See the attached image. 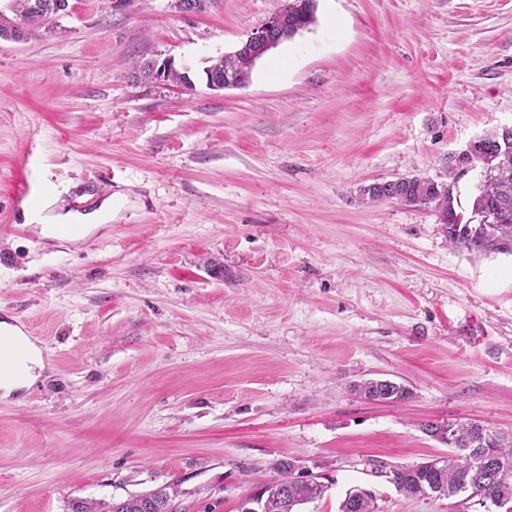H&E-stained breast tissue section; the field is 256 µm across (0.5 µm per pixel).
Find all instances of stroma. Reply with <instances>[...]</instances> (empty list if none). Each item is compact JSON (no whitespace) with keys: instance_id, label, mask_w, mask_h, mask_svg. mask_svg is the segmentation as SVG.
I'll return each instance as SVG.
<instances>
[{"instance_id":"1","label":"stroma","mask_w":512,"mask_h":512,"mask_svg":"<svg viewBox=\"0 0 512 512\" xmlns=\"http://www.w3.org/2000/svg\"><path fill=\"white\" fill-rule=\"evenodd\" d=\"M287 0H69L0 40V320L46 364L0 396V512H70L177 484L183 512H241L296 459L380 512H486L412 498L381 466L444 456L429 419L512 435V255L454 248L435 212L371 203L398 176L512 124V0H317L316 22L241 89L203 70ZM142 58L192 89L137 79ZM99 177L112 219L48 240L13 192L72 204ZM390 378L377 404L353 383ZM149 63V65H148ZM170 61L168 59H164L161 63L157 61L156 59H150V60H142L140 62L136 63V66H138V76L137 78L145 79V80H153L154 75L152 70L154 71L155 75H158V81L162 80V73L166 66H169ZM152 68H150V67ZM166 72V69H165ZM164 81H170L175 84H181L185 88L192 86L191 79L189 76L188 71L181 72L178 69L175 68L174 63L172 62L170 66L167 69L166 78Z\"/></svg>"}]
</instances>
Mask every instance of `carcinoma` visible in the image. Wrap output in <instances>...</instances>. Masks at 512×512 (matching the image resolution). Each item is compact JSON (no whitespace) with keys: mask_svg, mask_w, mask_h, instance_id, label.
<instances>
[{"mask_svg":"<svg viewBox=\"0 0 512 512\" xmlns=\"http://www.w3.org/2000/svg\"><path fill=\"white\" fill-rule=\"evenodd\" d=\"M33 0H7L0 9V39L10 40L19 23L27 25L31 34L47 29L56 16L32 9ZM316 0H288L280 11V21L293 38L315 22ZM262 58L254 47L245 42L235 52L220 57L204 68L206 80L224 77L229 70L237 75L239 86L248 83L252 68ZM478 164L485 175L477 185L471 200V217L466 219L458 211L457 186L462 178L460 170L448 168V181L431 182L408 177L407 181L384 187L361 190L372 202L389 198L409 205L431 207L438 213L443 231L454 246L469 252L512 255V132L504 134L498 129L486 135L480 149ZM387 384L372 378L353 385L361 396L377 402L387 400ZM451 448L442 467L435 473L421 464L393 466L390 471L398 479L396 490L412 497L451 499L460 494L485 507L503 508L512 504V436L473 422H454L450 434L436 438ZM326 486L322 483L296 481L288 484V494L279 502L276 512H298L297 507L323 497ZM177 497V490L162 487L155 491L133 494L121 501L102 505L77 500L71 512H168ZM339 512H379L376 497L360 490L354 497H346Z\"/></svg>","mask_w":512,"mask_h":512,"instance_id":"obj_1","label":"carcinoma"}]
</instances>
